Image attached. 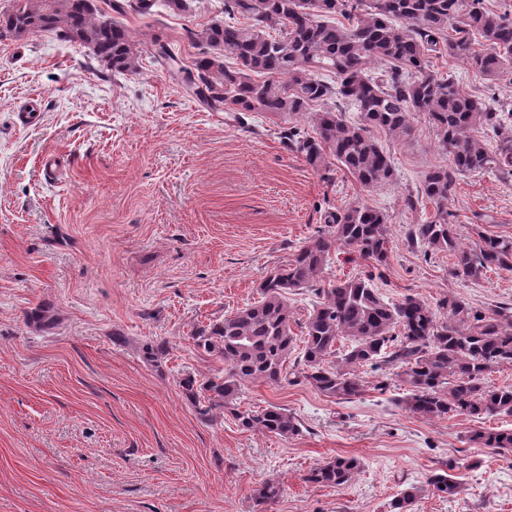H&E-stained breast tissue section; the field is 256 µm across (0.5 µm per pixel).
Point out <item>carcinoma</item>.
<instances>
[{
    "label": "carcinoma",
    "instance_id": "obj_1",
    "mask_svg": "<svg viewBox=\"0 0 512 512\" xmlns=\"http://www.w3.org/2000/svg\"><path fill=\"white\" fill-rule=\"evenodd\" d=\"M110 9L149 14L156 0H107ZM341 16L349 25L332 22ZM48 31L66 43H81L117 73L139 70L138 49L129 30L97 8L93 0H24L0 13V38ZM187 39L205 43L192 66L180 65L170 46L160 43L157 61L181 76L194 96L212 110L297 115L321 107L315 134L293 125L282 143L318 168L327 155L341 162L366 187L396 179L389 152L375 132L395 139L412 135L410 115L420 112L435 131L448 165L425 174L416 193L405 197L414 211L421 201L435 213L409 228L411 244H422L454 257L451 275L478 281L490 269L512 271V238L479 233L474 246H461L454 232L448 198L465 173L490 172L512 180V137H501L512 123V103L493 95L460 90L450 76L432 69V60L452 58L474 73L493 78L512 59V11L486 0H224V20L202 33L186 30ZM235 60V65L225 59ZM358 112L344 119L340 106ZM334 240L320 236L260 285L262 301L195 329V345L224 359V379L200 385L189 375L182 387L195 401L222 406L245 430L290 437L301 432L295 416L277 406L258 411L230 408L242 386L260 381L279 384L307 381L320 393L349 400L360 394L357 371L396 368L408 386L397 400L429 419L448 415L480 419L512 416V386L488 387V371L512 366V306L486 314L457 297L428 303L406 296L383 298L373 275L320 286L333 243L357 252L373 268L388 264V217L367 205L325 215ZM307 289L318 303L304 323L302 356L292 378L284 365L294 349L288 291ZM350 341L339 351L336 342ZM471 440L501 454H512V429L476 430ZM361 468L354 456H337L310 469L306 481L319 486L347 483ZM450 498L461 493L446 473L428 480ZM265 482L254 492L265 504L279 495ZM420 488L410 486L392 500L391 512H413Z\"/></svg>",
    "mask_w": 512,
    "mask_h": 512
}]
</instances>
